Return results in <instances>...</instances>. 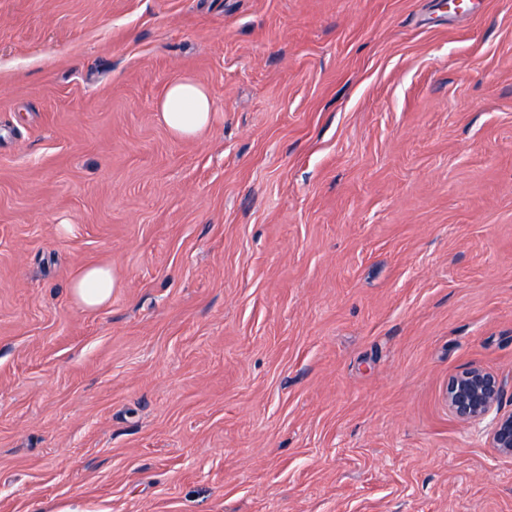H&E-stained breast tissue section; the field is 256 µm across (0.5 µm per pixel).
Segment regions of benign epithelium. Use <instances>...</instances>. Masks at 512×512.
Segmentation results:
<instances>
[{"mask_svg":"<svg viewBox=\"0 0 512 512\" xmlns=\"http://www.w3.org/2000/svg\"><path fill=\"white\" fill-rule=\"evenodd\" d=\"M505 383L496 374L479 366H468L448 379L444 398L448 410L459 421L487 422L491 448L501 456L512 457V410L501 408Z\"/></svg>","mask_w":512,"mask_h":512,"instance_id":"1","label":"benign epithelium"}]
</instances>
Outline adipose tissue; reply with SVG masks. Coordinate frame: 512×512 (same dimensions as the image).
I'll list each match as a JSON object with an SVG mask.
<instances>
[{
    "label": "adipose tissue",
    "instance_id": "ef3b65f1",
    "mask_svg": "<svg viewBox=\"0 0 512 512\" xmlns=\"http://www.w3.org/2000/svg\"><path fill=\"white\" fill-rule=\"evenodd\" d=\"M158 110L163 123L176 138L189 140L210 125L213 103L202 84L184 76L167 86ZM116 286V275L108 265L84 267L71 284L75 301L88 311L107 305Z\"/></svg>",
    "mask_w": 512,
    "mask_h": 512
}]
</instances>
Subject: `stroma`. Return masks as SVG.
Masks as SVG:
<instances>
[{
	"mask_svg": "<svg viewBox=\"0 0 512 512\" xmlns=\"http://www.w3.org/2000/svg\"><path fill=\"white\" fill-rule=\"evenodd\" d=\"M469 365L512 410V0H0V512H512ZM158 111L163 123L176 138L189 140L210 125L213 103L202 84L183 76L167 86ZM116 286L117 278L109 265L84 267L71 284L75 301L88 311H95L107 305ZM505 383L496 374L479 366H468L448 379L444 398L448 410L460 422L482 423L489 419L490 448L512 457V410L502 411Z\"/></svg>",
	"mask_w": 512,
	"mask_h": 512,
	"instance_id": "stroma-1",
	"label": "stroma"
}]
</instances>
